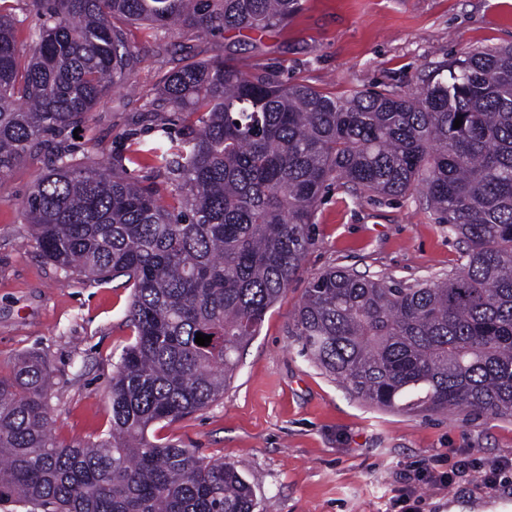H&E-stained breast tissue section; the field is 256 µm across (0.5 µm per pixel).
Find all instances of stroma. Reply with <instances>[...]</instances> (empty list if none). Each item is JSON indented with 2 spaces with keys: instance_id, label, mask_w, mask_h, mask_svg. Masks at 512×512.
<instances>
[{
  "instance_id": "1",
  "label": "stroma",
  "mask_w": 512,
  "mask_h": 512,
  "mask_svg": "<svg viewBox=\"0 0 512 512\" xmlns=\"http://www.w3.org/2000/svg\"><path fill=\"white\" fill-rule=\"evenodd\" d=\"M136 62L79 134L50 140L0 177V373L37 352L53 371L51 434L95 439L112 425L109 385L135 340L123 279L64 278L37 247L22 201L58 145L74 162L122 163L135 179L164 182L149 154L183 134L162 111L164 76L187 60L234 59L249 75L275 73L328 95L352 88L409 94L437 65L512 46V0H304L287 24L264 32L125 25ZM298 276L267 312L223 397L155 424L152 442L232 464L255 486V512H512V490L483 484L481 463L512 455V417L473 411L406 413L352 395L301 352L294 314L308 281L332 268L406 284L446 277L460 247L417 192L381 197L330 185L314 212ZM477 463L452 486L422 480L463 456Z\"/></svg>"
}]
</instances>
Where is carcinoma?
<instances>
[{"label": "carcinoma", "instance_id": "carcinoma-1", "mask_svg": "<svg viewBox=\"0 0 512 512\" xmlns=\"http://www.w3.org/2000/svg\"><path fill=\"white\" fill-rule=\"evenodd\" d=\"M17 47L0 0V176L48 135L84 123L133 67L122 25L266 31L302 0H33ZM161 106L186 133L150 150L153 184L74 163L32 185L26 222L64 276L126 278L136 333L109 386L112 426L59 445L45 360L0 375V504L30 512H254L253 485L221 460L156 444L149 429L224 395L241 352L298 273L329 182L385 197L417 190L463 244V269L403 285L344 269L309 282L295 313L310 359L367 403L512 416V47L469 53L410 95L329 96L252 77L230 58L170 72ZM461 126L453 127L456 118ZM212 336L195 343L196 334Z\"/></svg>", "mask_w": 512, "mask_h": 512}]
</instances>
